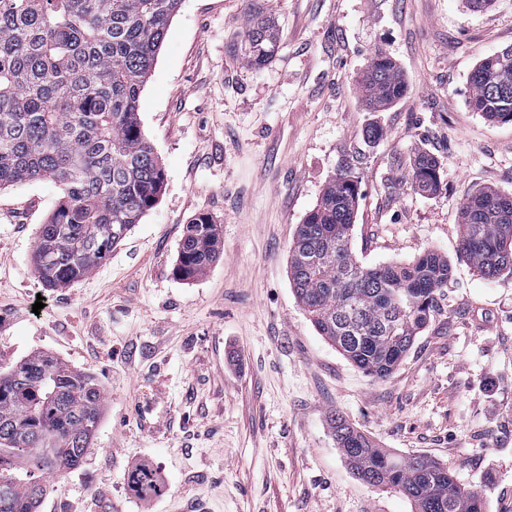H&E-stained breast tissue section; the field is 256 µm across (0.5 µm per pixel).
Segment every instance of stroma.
<instances>
[{
  "label": "stroma",
  "mask_w": 512,
  "mask_h": 512,
  "mask_svg": "<svg viewBox=\"0 0 512 512\" xmlns=\"http://www.w3.org/2000/svg\"><path fill=\"white\" fill-rule=\"evenodd\" d=\"M254 10L282 35L260 69L230 51ZM509 46L512 0H181L139 99L164 169L140 224L50 289L31 255L59 188L0 190V367L48 353L106 396L83 464L50 482L39 512H96L100 492L112 512H411L355 477L336 414L377 447L448 466L486 512H512V275L482 278L458 225L472 192L512 194V122L473 112L468 84ZM378 52L408 90L372 111L355 77ZM422 150L440 161L432 195L410 185ZM343 171L358 180L360 264L434 250L453 267L442 315L384 380L317 333L288 278L298 225ZM199 214L220 226V257L185 281L178 247ZM143 463L164 486L151 499L127 486Z\"/></svg>",
  "instance_id": "1"
}]
</instances>
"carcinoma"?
Segmentation results:
<instances>
[{
    "label": "carcinoma",
    "instance_id": "carcinoma-1",
    "mask_svg": "<svg viewBox=\"0 0 512 512\" xmlns=\"http://www.w3.org/2000/svg\"><path fill=\"white\" fill-rule=\"evenodd\" d=\"M181 0H0V189L48 182L63 191L42 225L32 262L48 288L91 273L151 210L164 170L141 130L139 98ZM282 36L250 15L231 51L260 69ZM470 106L512 122V50L481 61L468 78ZM374 111L406 93L393 62L377 54L357 77ZM437 157L419 153L410 184L439 186ZM357 181L333 176L288 258L294 294L317 332L351 364L389 377L416 336L440 314L452 278L448 257L428 250L406 264H359L351 248ZM460 250L483 278L512 273V196L480 190L459 206ZM218 225L206 214L187 224L176 271L193 280L217 261ZM104 406L96 378L45 353L0 369V512H37L45 478L75 469L92 445ZM336 442L358 479L394 490L412 512H485L481 495L427 456L376 447L340 417ZM140 498L162 492L146 463L128 476Z\"/></svg>",
    "mask_w": 512,
    "mask_h": 512
}]
</instances>
